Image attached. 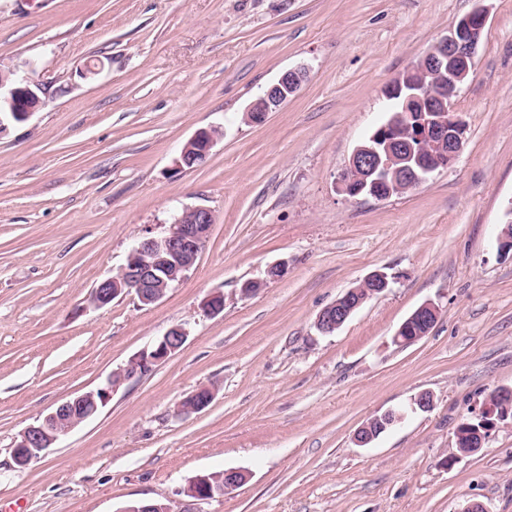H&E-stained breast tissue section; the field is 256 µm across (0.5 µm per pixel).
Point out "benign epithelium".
Segmentation results:
<instances>
[{
  "mask_svg": "<svg viewBox=\"0 0 512 512\" xmlns=\"http://www.w3.org/2000/svg\"><path fill=\"white\" fill-rule=\"evenodd\" d=\"M486 23L485 9L481 6L474 8L421 60L391 81L388 97H398L406 91L407 100L420 110L394 115L356 147L339 175L343 192L350 197L362 195L382 200V185H392L399 193L414 189L429 175L449 167L456 160L463 147L464 124L453 112L455 98L473 73L476 49ZM305 74L303 68L284 73L250 105L249 120L259 124L269 113L278 111L298 91ZM43 105L38 86L30 79L0 70V136L10 125L27 121ZM217 141L218 137L211 129L196 132L182 148L176 161L177 169H193L204 164ZM212 217V211L206 207H187L174 217L162 234L138 239L128 255L159 256L165 253L179 260L168 279L158 278L149 264L125 265L118 275L97 284L90 293V304L101 308L132 291L144 305L161 300L171 283L179 281L195 265L208 238ZM386 288L388 281L383 274L365 278L351 289L357 299L352 300L346 295L319 313L317 329L323 334L334 333L367 299ZM223 311L222 293L211 295L202 304L206 316ZM438 315L439 308L434 303L421 304L399 326L392 336V343L404 347L422 339L423 335L415 334L414 325L426 323L432 326ZM187 338L186 328H170L114 371L103 386L61 403L40 422L25 428L16 439L12 452L16 467L22 469L38 460L61 437L93 418L122 384L151 372L175 355ZM213 398V391L198 390L180 402L178 412L186 416L200 412ZM246 480L247 472L241 469L224 470V483L219 486L211 482L210 476L202 475L190 481L187 495L196 501H208L239 487Z\"/></svg>",
  "mask_w": 512,
  "mask_h": 512,
  "instance_id": "benign-epithelium-1",
  "label": "benign epithelium"
}]
</instances>
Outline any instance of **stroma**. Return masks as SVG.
<instances>
[{
	"instance_id": "obj_1",
	"label": "stroma",
	"mask_w": 512,
	"mask_h": 512,
	"mask_svg": "<svg viewBox=\"0 0 512 512\" xmlns=\"http://www.w3.org/2000/svg\"><path fill=\"white\" fill-rule=\"evenodd\" d=\"M479 5L455 162L383 200L342 193L389 117L388 84ZM296 68L298 92L248 122ZM0 69L44 101L0 136V512H512V412L479 452L454 449L462 419L512 388V0H0ZM210 127L223 136L207 162L177 171ZM186 206L214 215L186 276L153 305L88 307L132 242ZM376 271L388 288L321 334L320 311ZM248 280L260 288L245 296ZM216 292L223 312L203 315ZM429 301L428 335L392 344ZM175 325L188 331L175 355L15 467L22 430ZM206 385L210 405L178 416ZM423 392L433 408L410 411ZM396 408L401 424L356 444ZM230 468L246 482L187 496ZM305 74L306 70L303 68L284 73L250 105L247 110L249 120L259 124L265 121L269 112L278 111L298 91ZM438 315L439 308L433 302H426L421 304L399 326L394 336H392V343L404 347L409 346L415 343L416 341H419L425 336H423L422 334L409 336L410 333H416L414 325H423L424 323H427L428 325H430V328L428 330L430 331L431 328L434 326L435 322L437 321ZM402 334H405L407 336H402ZM394 411V412H393ZM388 410L382 414V417L384 418V429L385 431H381L378 436H375V434L371 433V427L375 420L378 418V416H375L371 420H369L366 424H364L356 433L355 435V441L360 446H366L370 443H372L376 437L378 438L380 435L385 433L387 428L398 421V423L403 419L402 413H397L399 410ZM210 474H214L218 479L224 475V484L216 486L210 480L211 475H202L190 481L187 495L195 501H208L216 495L224 496V492L239 487L247 480V472L241 469H225Z\"/></svg>"
}]
</instances>
